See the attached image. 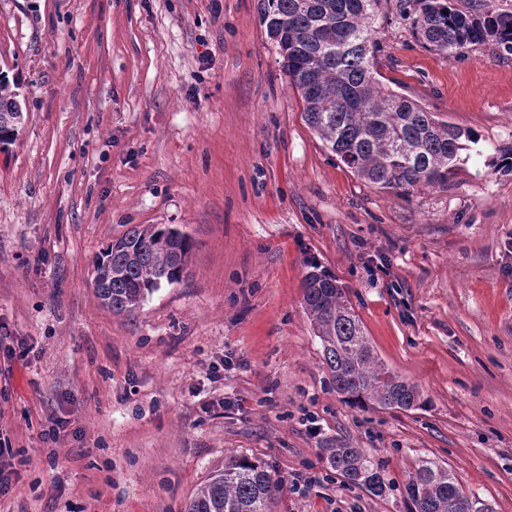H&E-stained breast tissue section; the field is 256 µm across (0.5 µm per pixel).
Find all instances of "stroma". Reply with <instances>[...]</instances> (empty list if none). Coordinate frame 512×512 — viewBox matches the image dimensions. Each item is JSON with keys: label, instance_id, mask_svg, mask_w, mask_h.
<instances>
[{"label": "stroma", "instance_id": "35a3bbf8", "mask_svg": "<svg viewBox=\"0 0 512 512\" xmlns=\"http://www.w3.org/2000/svg\"><path fill=\"white\" fill-rule=\"evenodd\" d=\"M372 26L396 91L478 136L448 187L384 192L327 150L261 0H0V74L27 114L0 151V459L18 472L0 512H184L230 454L282 479L276 512H408L423 457L512 512V172L486 167L512 144V61L426 50L399 0ZM137 224L193 248L180 282L116 315L93 261ZM311 255L420 406L337 393L303 305ZM336 438L392 491L332 472ZM300 475L317 482L296 492Z\"/></svg>", "mask_w": 512, "mask_h": 512}]
</instances>
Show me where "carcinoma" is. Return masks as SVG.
<instances>
[{
	"label": "carcinoma",
	"mask_w": 512,
	"mask_h": 512,
	"mask_svg": "<svg viewBox=\"0 0 512 512\" xmlns=\"http://www.w3.org/2000/svg\"><path fill=\"white\" fill-rule=\"evenodd\" d=\"M379 2L264 0L263 21L289 83L300 94L306 123L344 165L375 188L399 195L446 188L477 136L437 120L378 78L373 63L378 44L368 20ZM400 12L429 51L490 45L497 58L512 59V7L499 0H404ZM24 121L16 94L0 79V142L12 143ZM191 247L177 229L132 227L93 261L97 298L116 315L133 314L153 291L181 280ZM304 265V308L336 391L362 409L417 406V390L378 359L336 276L314 258ZM321 453L347 483L378 497L390 490L366 450L336 439ZM281 489L282 481L266 464L231 455L198 489L186 512H271ZM405 491L409 512L487 509L430 459L418 461Z\"/></svg>",
	"instance_id": "cac0c4a2"
}]
</instances>
